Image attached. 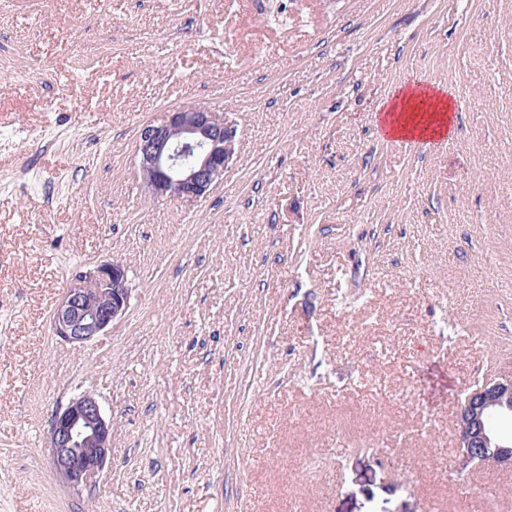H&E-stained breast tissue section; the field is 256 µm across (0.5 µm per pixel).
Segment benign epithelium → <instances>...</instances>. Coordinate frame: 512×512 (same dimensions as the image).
<instances>
[{
  "instance_id": "obj_1",
  "label": "benign epithelium",
  "mask_w": 512,
  "mask_h": 512,
  "mask_svg": "<svg viewBox=\"0 0 512 512\" xmlns=\"http://www.w3.org/2000/svg\"><path fill=\"white\" fill-rule=\"evenodd\" d=\"M238 124L214 109L187 105L166 112L160 123L137 133L135 164L154 199H198L224 177L237 157ZM130 305L123 265L103 262L79 272L53 313L54 335L84 345L103 335ZM495 416L512 417V378L489 380L471 390L456 417L462 464L474 460L512 466V436L490 426ZM112 419L99 400L83 392L56 409L48 429L49 458L67 488L80 491L99 477L109 460Z\"/></svg>"
}]
</instances>
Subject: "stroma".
Listing matches in <instances>:
<instances>
[{"label":"stroma","mask_w":512,"mask_h":512,"mask_svg":"<svg viewBox=\"0 0 512 512\" xmlns=\"http://www.w3.org/2000/svg\"><path fill=\"white\" fill-rule=\"evenodd\" d=\"M424 80L455 127L418 152L379 105ZM233 113L194 200L149 197L142 124ZM129 309L61 342L72 277ZM512 377V0H0V512H512L461 467L468 391ZM89 391L86 490L46 447ZM130 305L123 265L103 262L77 273L53 313L54 335L62 341L84 345L104 335ZM112 419L90 392L56 409L48 429L49 458L67 488L81 491L99 477L109 460Z\"/></svg>","instance_id":"1"}]
</instances>
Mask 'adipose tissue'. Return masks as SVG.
Wrapping results in <instances>:
<instances>
[{
    "mask_svg": "<svg viewBox=\"0 0 512 512\" xmlns=\"http://www.w3.org/2000/svg\"><path fill=\"white\" fill-rule=\"evenodd\" d=\"M451 112V100L446 91L403 87L385 101L380 133L393 139L443 138L452 125Z\"/></svg>",
    "mask_w": 512,
    "mask_h": 512,
    "instance_id": "1",
    "label": "adipose tissue"
}]
</instances>
